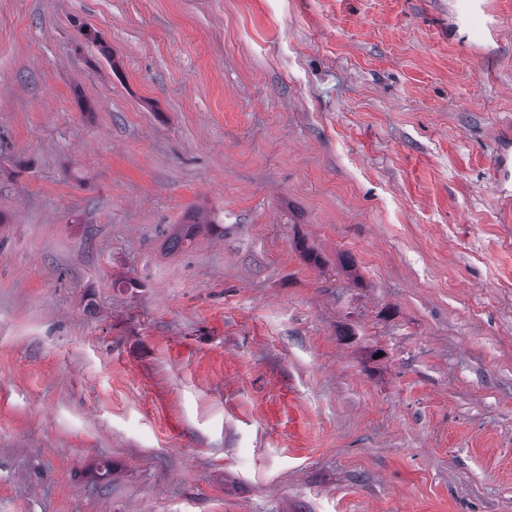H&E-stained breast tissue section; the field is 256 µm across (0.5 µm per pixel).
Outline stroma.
Returning <instances> with one entry per match:
<instances>
[{
	"label": "stroma",
	"mask_w": 512,
	"mask_h": 512,
	"mask_svg": "<svg viewBox=\"0 0 512 512\" xmlns=\"http://www.w3.org/2000/svg\"><path fill=\"white\" fill-rule=\"evenodd\" d=\"M504 160L512 0H0V512H512Z\"/></svg>",
	"instance_id": "35a3bbf8"
}]
</instances>
